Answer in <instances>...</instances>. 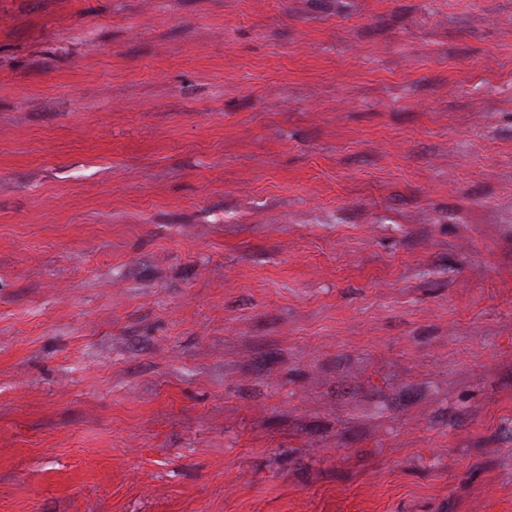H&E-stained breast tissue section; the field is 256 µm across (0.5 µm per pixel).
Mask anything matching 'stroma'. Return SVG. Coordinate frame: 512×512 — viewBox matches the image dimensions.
I'll return each mask as SVG.
<instances>
[{"label":"stroma","instance_id":"35a3bbf8","mask_svg":"<svg viewBox=\"0 0 512 512\" xmlns=\"http://www.w3.org/2000/svg\"><path fill=\"white\" fill-rule=\"evenodd\" d=\"M0 512H512V0H0Z\"/></svg>","mask_w":512,"mask_h":512}]
</instances>
